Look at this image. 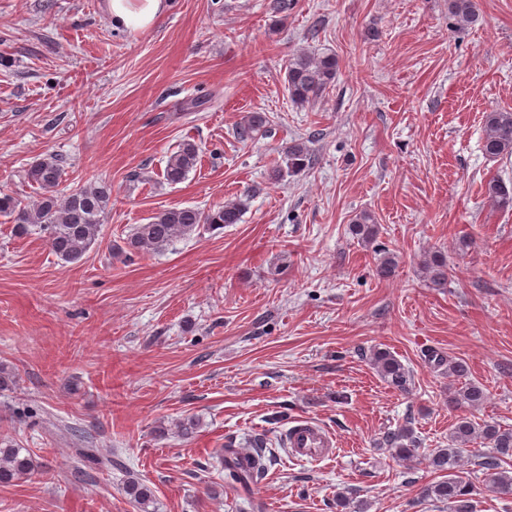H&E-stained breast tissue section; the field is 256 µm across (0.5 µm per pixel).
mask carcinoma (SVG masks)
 <instances>
[{"mask_svg": "<svg viewBox=\"0 0 512 512\" xmlns=\"http://www.w3.org/2000/svg\"><path fill=\"white\" fill-rule=\"evenodd\" d=\"M476 0H448V15L456 24L465 26L476 19ZM339 65L332 52L310 53L300 51L288 61L285 86L290 100L297 106L306 107L330 88L336 80ZM268 118L263 112H249L236 127L241 140H251L267 133ZM482 150L491 160L512 157V110L494 109L483 115ZM201 147L194 141L178 145L167 161L164 180L170 185L183 182L198 161ZM311 159V150L306 142H294L284 149L285 166H276L273 176L281 179L285 174L305 168ZM65 177L64 160L56 155L40 159L26 170L27 181L40 191L33 206L21 199L0 193V215L10 219L18 234H26L34 227L43 232L50 251L65 263H78L96 242L104 223L112 197V185L103 180L91 181L68 194L60 192L59 186ZM487 199L497 208H512V189L497 180L488 182ZM247 208L246 201L238 199L208 210L196 207L171 208L155 213L146 224H137L126 241L128 253L144 251L160 252L180 238L189 237L202 230H213L226 224L241 221ZM351 233L364 244L373 243L379 235L375 217L363 211L359 213ZM426 278L434 288L448 287L453 277L448 267L447 256L434 251L423 262ZM371 365L388 387L407 392L412 385V374L395 354L377 349L371 354ZM486 400V392L480 385L466 382L449 390L448 405L457 408H474ZM490 444L492 451L478 456L477 466L485 472L491 491L502 497H512V469L504 467L507 456H512V429L495 423L477 424L466 416H460L451 433V446L440 448L431 454L430 466L444 474V478L424 486L420 495L448 504L451 512H473L471 482L460 471L463 453L477 440ZM82 447L74 449L75 473L88 476L112 465V457L105 456L89 442L81 441ZM382 444L391 449L395 457L411 461L418 454L417 441L412 430L400 427L387 433ZM232 446L224 448V469L229 477L244 487L263 477L267 470L262 451H255L258 472L238 471L229 466ZM38 462L29 450L15 447L10 441L0 442V484L11 485L35 473ZM126 495L139 512H154L152 489L139 480H130L125 487Z\"/></svg>", "mask_w": 512, "mask_h": 512, "instance_id": "1", "label": "carcinoma"}]
</instances>
